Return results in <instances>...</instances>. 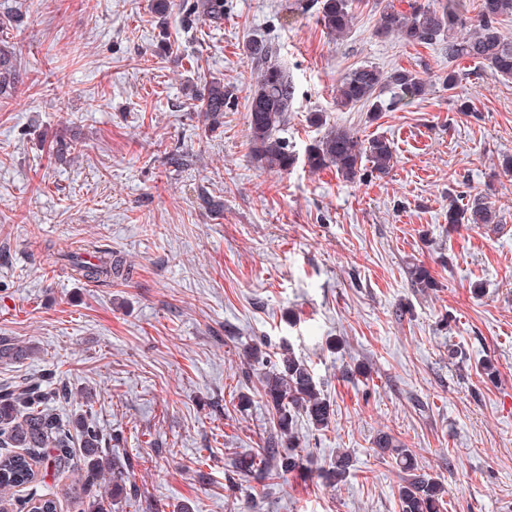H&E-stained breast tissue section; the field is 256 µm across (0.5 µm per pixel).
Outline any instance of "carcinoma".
Instances as JSON below:
<instances>
[{"mask_svg":"<svg viewBox=\"0 0 512 512\" xmlns=\"http://www.w3.org/2000/svg\"><path fill=\"white\" fill-rule=\"evenodd\" d=\"M406 8L395 0H374L379 18L373 35L384 39L397 35L412 45L439 44L452 63L460 58L479 61L491 74L512 79V39L503 36L500 22L512 18V0H480L476 15H470L467 0H405ZM353 0H324L318 23L329 34L342 37L354 26ZM194 9L204 20L217 26L224 21V0H196ZM260 70L249 98L247 131L251 155L261 168L285 173L297 163L286 138L279 135L288 124V112L295 98V84L288 72L272 61L270 50L250 46ZM17 73L12 52L0 43V96L11 95ZM429 86L416 70L396 69L387 74L373 65L349 70L336 85V103L344 109L368 108L371 115L404 107L427 94ZM231 88L221 81L207 83L199 93L200 111L215 119L234 107ZM311 171L333 168L342 180L357 182L367 177L382 178L394 162L392 143L383 136L361 137L344 126L328 129L310 144L304 155ZM448 223L499 225L502 219L483 194H475L460 206L448 196ZM51 263L61 265L80 279L110 283L124 273L123 261L112 256V249L97 239L74 242L63 248L49 247ZM411 285L420 291L437 287L430 270L416 265L409 271ZM28 355L27 348L10 337L0 336V363L17 362ZM260 395L271 410L273 433L258 453L240 464L246 473L274 467L276 473H289L303 465V448L297 420L306 417L318 430L328 428L332 409L322 393L311 366L294 352L281 353L260 381ZM75 397L66 386L42 380L25 381L0 387V501H12L15 489L35 479L33 462L40 458L45 467L63 472L72 467L73 446L80 444L85 481L90 483L107 474L113 481L124 472L110 457L101 455L102 434L96 422L86 416L67 418L55 412L54 405ZM376 452L395 459L407 474L398 489L399 512H441L445 489L435 479L418 472L415 452L399 448L392 437L380 433L375 438ZM351 467L346 452L336 453L328 468L318 477L337 483ZM58 499L44 493L25 499L26 512H58Z\"/></svg>","mask_w":512,"mask_h":512,"instance_id":"carcinoma-1","label":"carcinoma"}]
</instances>
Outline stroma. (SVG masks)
Here are the masks:
<instances>
[{
	"label": "stroma",
	"instance_id": "1",
	"mask_svg": "<svg viewBox=\"0 0 512 512\" xmlns=\"http://www.w3.org/2000/svg\"><path fill=\"white\" fill-rule=\"evenodd\" d=\"M320 2L224 0L217 27L193 0H169L163 17L153 0H0L1 18H24L0 33L19 69L0 98V336L34 349L0 364V383L50 372L91 392V405L59 409L92 413L105 454L127 469L118 489L67 471L15 501L34 489L56 493L61 512L94 499L106 512H398L403 474L373 444L385 432L443 484L444 512H512V176L499 172L512 80L436 45L374 37L373 0L331 37ZM255 41L295 82L283 135L296 155L338 124L393 141L387 177L256 167ZM363 64L418 71L430 89L374 119L337 109V82ZM450 66L461 75L451 92L440 80ZM216 78L236 104L212 130L196 94ZM58 134L75 138L74 162L49 152ZM478 192L503 228L450 227L449 195ZM89 238L129 276L101 286L47 262V242ZM415 264L437 288H412ZM262 339L304 358L334 409L328 429L298 424L304 475L235 468L269 432L263 367L243 358ZM340 449L354 467L332 488L316 470Z\"/></svg>",
	"mask_w": 512,
	"mask_h": 512
}]
</instances>
